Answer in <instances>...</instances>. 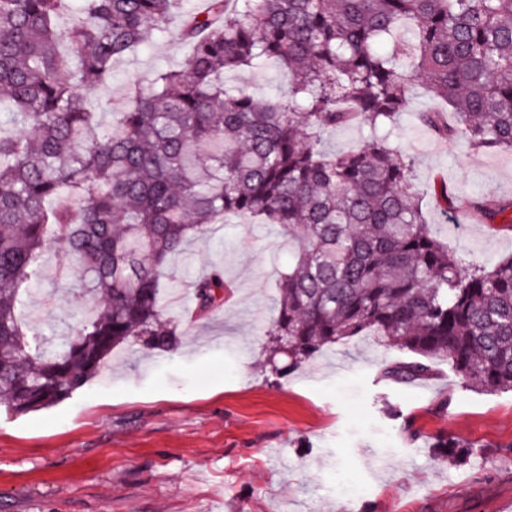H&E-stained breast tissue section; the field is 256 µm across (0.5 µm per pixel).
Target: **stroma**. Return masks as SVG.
Listing matches in <instances>:
<instances>
[{"label": "stroma", "instance_id": "35a3bbf8", "mask_svg": "<svg viewBox=\"0 0 512 512\" xmlns=\"http://www.w3.org/2000/svg\"><path fill=\"white\" fill-rule=\"evenodd\" d=\"M189 51L177 31L116 64L99 102ZM423 86L398 133L434 235L462 262L512 255V229L433 207L458 196H512V152L437 138L414 113L437 108ZM279 228L236 221L171 260L164 301L182 344L149 354L128 343L64 403L26 415L0 406V512H512V392L460 384L448 364L411 383L383 380L411 360L374 337L324 350L276 377L264 324L288 266ZM234 295L193 320L191 289L213 266ZM81 267L62 247L41 257L19 317L57 341L84 320ZM471 446L466 464L435 457V436Z\"/></svg>", "mask_w": 512, "mask_h": 512}]
</instances>
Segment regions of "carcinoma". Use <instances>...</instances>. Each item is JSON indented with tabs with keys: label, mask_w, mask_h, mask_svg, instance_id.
<instances>
[{
	"label": "carcinoma",
	"mask_w": 512,
	"mask_h": 512,
	"mask_svg": "<svg viewBox=\"0 0 512 512\" xmlns=\"http://www.w3.org/2000/svg\"><path fill=\"white\" fill-rule=\"evenodd\" d=\"M175 22L189 53L132 78L100 123L90 100L114 66ZM271 64L285 80L273 99L225 85ZM417 83L443 104L421 123L512 151V0H0V401L46 409L121 345L177 348L170 260L243 219L296 244L265 327L288 359L275 374L365 335L415 356L386 368L391 380L438 360L468 389L512 392V256L465 266L433 234L396 139ZM350 124L363 142L328 149ZM434 200L512 228V197L442 185ZM52 243L80 261L95 305L58 352L18 317ZM231 288L219 266L197 279L194 317ZM433 448L442 462L470 456L451 434Z\"/></svg>",
	"instance_id": "carcinoma-1"
}]
</instances>
